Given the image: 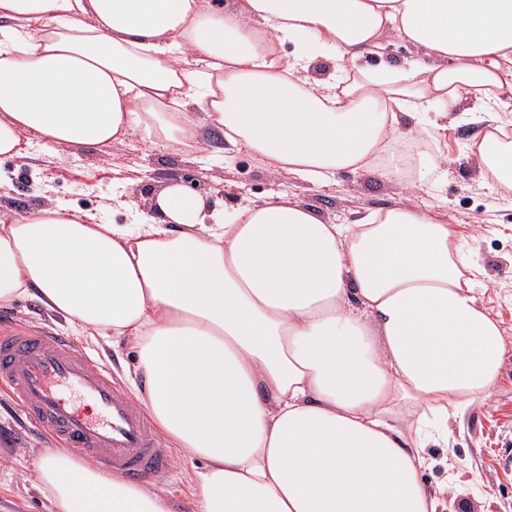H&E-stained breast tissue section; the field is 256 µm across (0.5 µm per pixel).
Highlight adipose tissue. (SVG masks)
<instances>
[{
    "instance_id": "ef3b65f1",
    "label": "adipose tissue",
    "mask_w": 512,
    "mask_h": 512,
    "mask_svg": "<svg viewBox=\"0 0 512 512\" xmlns=\"http://www.w3.org/2000/svg\"><path fill=\"white\" fill-rule=\"evenodd\" d=\"M0 157L135 133L180 151L202 125L322 185L369 169L406 117L512 107V0H0ZM418 61L358 67L383 37ZM291 45L283 55L279 46ZM334 53L330 79L301 71ZM470 152L512 190V143ZM443 205L328 224L279 193L226 212L182 182L126 224L53 205L0 213V306L36 298L125 339L139 399L194 465L195 512H437L430 444L512 357ZM54 512H171L61 453Z\"/></svg>"
}]
</instances>
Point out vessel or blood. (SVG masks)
Instances as JSON below:
<instances>
[{
	"label": "vessel or blood",
	"mask_w": 512,
	"mask_h": 512,
	"mask_svg": "<svg viewBox=\"0 0 512 512\" xmlns=\"http://www.w3.org/2000/svg\"><path fill=\"white\" fill-rule=\"evenodd\" d=\"M0 387L32 426L88 464L131 482L170 481L171 452L144 410L66 337L39 327L0 333Z\"/></svg>",
	"instance_id": "b4317fda"
}]
</instances>
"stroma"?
<instances>
[{"instance_id": "1", "label": "stroma", "mask_w": 512, "mask_h": 512, "mask_svg": "<svg viewBox=\"0 0 512 512\" xmlns=\"http://www.w3.org/2000/svg\"><path fill=\"white\" fill-rule=\"evenodd\" d=\"M442 129L425 128L413 137L417 148L408 166L409 180L383 177L376 170H343L332 183L316 186L277 169L245 150L231 147L223 135L199 129L196 145L174 153L143 137L112 142L100 150L69 149L50 155L29 148L26 156L0 159V210H36L65 205L111 224L128 223L129 208L147 209L149 194L172 179L190 178L197 191L227 207L259 205L285 192L312 206L327 223L348 224L356 212L406 203L424 209L444 202L448 222L483 275L477 294L483 306L512 341V193H504L482 175L470 155L474 136L483 129L477 112L462 106L442 120ZM439 164L445 177L423 181L422 172ZM76 347L111 366L121 377L134 353L126 343L112 344L85 336ZM49 443L32 431L18 405L0 390V512H50V494L39 479L41 459ZM512 451V359L502 370L487 403H474L448 423L447 446L430 445L433 466L422 479L428 486L447 483L448 494L437 512H512V472L499 460ZM452 458L445 469L442 456ZM191 460L173 457L175 478L162 487L171 512H194L193 489L187 479Z\"/></svg>"}]
</instances>
